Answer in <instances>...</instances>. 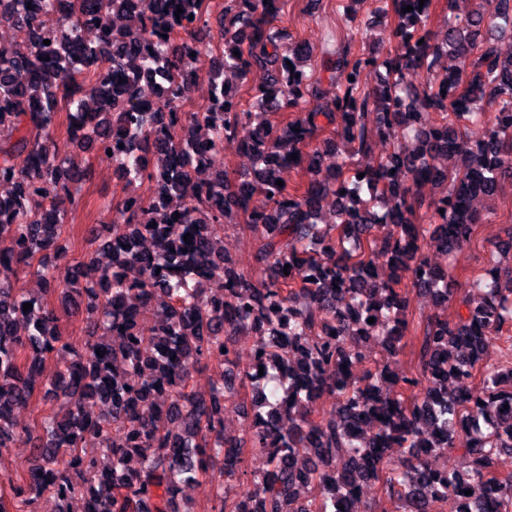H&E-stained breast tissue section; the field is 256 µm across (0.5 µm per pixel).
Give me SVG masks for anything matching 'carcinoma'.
Here are the masks:
<instances>
[{
	"label": "carcinoma",
	"mask_w": 512,
	"mask_h": 512,
	"mask_svg": "<svg viewBox=\"0 0 512 512\" xmlns=\"http://www.w3.org/2000/svg\"><path fill=\"white\" fill-rule=\"evenodd\" d=\"M62 1L68 14L46 27ZM374 2L373 14L394 15L392 57L332 49L327 35L326 89L306 71L313 48L274 26L277 0H224L208 104L186 111L211 32L207 0H0V23L27 45L0 40V454L21 434L31 452L19 480L0 479V512L7 495L15 512H32L44 495L56 512H70L77 495L83 512H181L182 486L216 463L220 476H235L248 446L262 451L252 488L229 501L217 482L211 512H359L372 483L394 512H512V476L495 469L512 455V367L484 363L489 342L512 326V266L485 270L460 296L451 268L424 254L427 240L450 258L469 244L481 222L473 201L512 182V54L497 44L512 38V0H499L493 17L449 15L441 39L419 0ZM379 65L386 78L364 88L362 72ZM419 69L433 74L422 93L407 80ZM254 71L263 75L256 111L226 108L236 97L224 75ZM158 72L164 82L147 99L140 84ZM62 111L78 147L112 151L126 181L153 189L147 202L130 196L112 207V236L91 229L98 248L71 267L56 257L68 183L86 170L55 152ZM281 111L296 117L266 118ZM431 112L442 119L426 121ZM462 124L482 136L460 160ZM244 129L252 170L233 183L222 170L194 180L198 158ZM292 166L306 180L290 191L276 181ZM427 184L441 193L420 223ZM256 193L262 211L250 208ZM329 194L336 206L325 224ZM233 217L254 235L246 273L218 237ZM20 270L54 284L62 307L85 316V352L64 340L41 296L9 284ZM406 278L443 308L423 329L419 370L400 375L383 361L361 379L353 367L368 360V344L388 357L406 335ZM216 280L222 292L208 293ZM158 296L165 303L146 330L140 320ZM236 335L252 338L267 381L243 438L224 432V402L254 382L255 365L206 393L190 386L202 362H233ZM38 389L60 411L22 427L16 415ZM323 395L334 407L322 414ZM90 438L101 447H86ZM441 448L461 465L434 466Z\"/></svg>",
	"instance_id": "obj_1"
}]
</instances>
